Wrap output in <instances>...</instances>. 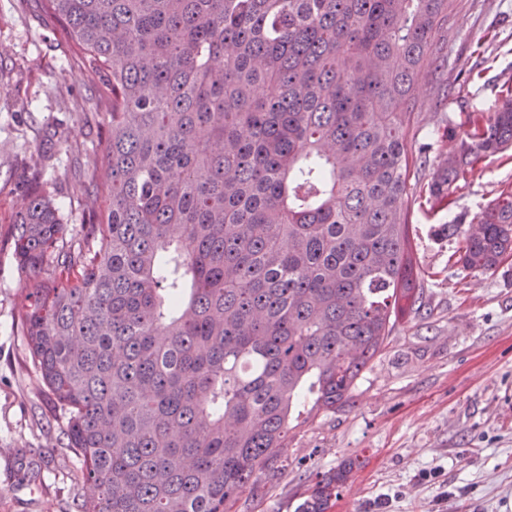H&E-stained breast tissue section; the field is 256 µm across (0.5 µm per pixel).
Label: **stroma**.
Instances as JSON below:
<instances>
[{
  "label": "stroma",
  "instance_id": "1",
  "mask_svg": "<svg viewBox=\"0 0 512 512\" xmlns=\"http://www.w3.org/2000/svg\"><path fill=\"white\" fill-rule=\"evenodd\" d=\"M436 75L425 58L412 93L423 181L455 143L450 128L491 111L512 77V0H456ZM448 83L438 101L437 78ZM107 107L43 0H0V512H75L93 494L65 434L70 414L32 363L20 313L29 278L13 256V218L28 190L48 195L86 248L89 197L104 169ZM512 185V148L461 178L451 209L413 207L411 238L428 305L389 342L336 411L295 427L284 466L233 512H295L317 474L345 459L352 481L332 512H512V259L494 272L449 267L441 224L469 223Z\"/></svg>",
  "mask_w": 512,
  "mask_h": 512
}]
</instances>
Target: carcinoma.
I'll use <instances>...</instances> for the list:
<instances>
[{
	"mask_svg": "<svg viewBox=\"0 0 512 512\" xmlns=\"http://www.w3.org/2000/svg\"><path fill=\"white\" fill-rule=\"evenodd\" d=\"M45 2L110 105L98 250L45 281L67 225L36 192L14 222L24 336L95 489L76 512H232L423 309L411 208H451L512 146V88L424 183L411 97L424 57L444 67L450 0ZM446 230L451 266L497 270L512 186ZM352 471L298 512H329Z\"/></svg>",
	"mask_w": 512,
	"mask_h": 512,
	"instance_id": "1",
	"label": "carcinoma"
}]
</instances>
